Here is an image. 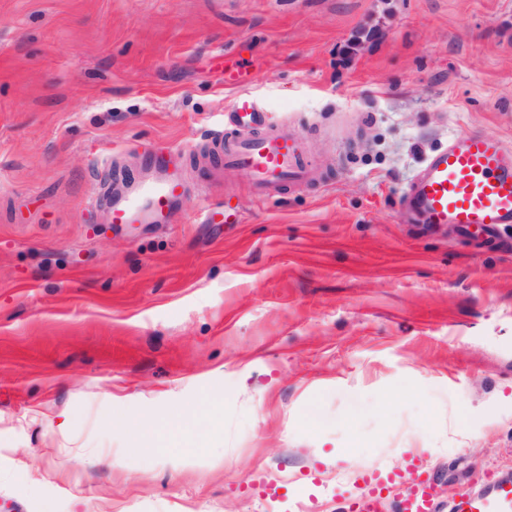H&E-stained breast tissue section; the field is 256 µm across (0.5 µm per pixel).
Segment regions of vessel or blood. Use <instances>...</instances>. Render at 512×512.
Here are the masks:
<instances>
[{"label":"vessel or blood","mask_w":512,"mask_h":512,"mask_svg":"<svg viewBox=\"0 0 512 512\" xmlns=\"http://www.w3.org/2000/svg\"><path fill=\"white\" fill-rule=\"evenodd\" d=\"M247 80L240 61L224 60V83L238 87L228 116V129L212 133L206 159L217 168L245 173L252 192L263 201L284 189L308 186L315 172L303 139L281 129L264 128V113L242 89ZM183 192L178 171L160 181L137 179L112 200L116 224H168L172 205ZM410 222L453 224L475 234L512 224V162L501 140L481 131L451 138L447 148L429 156L410 182L402 202ZM404 485L394 512H437L439 479L412 463L407 470L365 474L360 493L347 499L345 512H387L389 489ZM451 512H512V474L498 473L480 489H462Z\"/></svg>","instance_id":"vessel-or-blood-1"}]
</instances>
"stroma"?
Returning a JSON list of instances; mask_svg holds the SVG:
<instances>
[{
    "label": "stroma",
    "mask_w": 512,
    "mask_h": 512,
    "mask_svg": "<svg viewBox=\"0 0 512 512\" xmlns=\"http://www.w3.org/2000/svg\"><path fill=\"white\" fill-rule=\"evenodd\" d=\"M227 55L320 186L261 203L197 160ZM474 130L512 150V0H0V512H336L414 457L444 503L512 471V224L402 221ZM160 147L179 223L112 224ZM187 411L219 421L136 451Z\"/></svg>",
    "instance_id": "1"
}]
</instances>
